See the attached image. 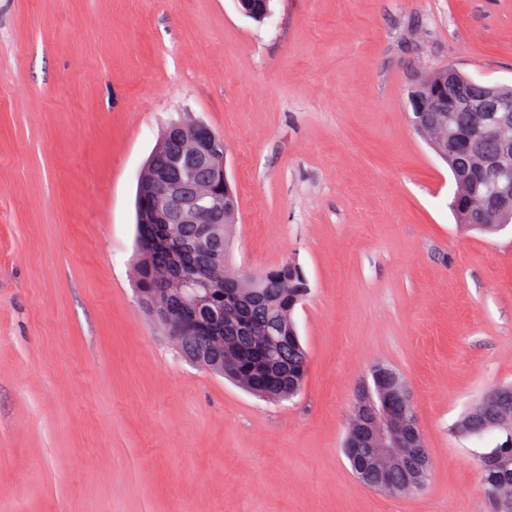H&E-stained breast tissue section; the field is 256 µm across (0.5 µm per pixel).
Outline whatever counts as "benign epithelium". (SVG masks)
Returning <instances> with one entry per match:
<instances>
[{
  "label": "benign epithelium",
  "instance_id": "benign-epithelium-1",
  "mask_svg": "<svg viewBox=\"0 0 512 512\" xmlns=\"http://www.w3.org/2000/svg\"><path fill=\"white\" fill-rule=\"evenodd\" d=\"M456 111L468 112L473 128L481 132L489 123L505 127L512 123V103L493 96L483 82L466 79V91L455 103ZM438 102L419 104L412 125L421 130L433 126L426 113L439 112ZM185 143L186 149L174 153L166 165L153 155L141 169L137 184L140 188L141 223L148 225L151 236L168 245L170 277L161 284L171 296L159 306L153 295L139 294L143 306L171 334H177L184 316L193 312L203 320L220 322L224 311L212 308L211 295L224 268V234L218 225L224 223V211L236 212V201L224 192L228 178L224 162V140L199 120L173 122L164 131L159 147ZM512 140L494 138L486 145L479 138L474 145L471 175L481 178L494 171L503 174L491 199V208L505 215L504 223L512 222ZM193 249L206 259L207 275L190 280L177 273L182 268L185 252ZM266 325L261 333L270 349L264 370L288 384L286 356ZM184 355L195 362H204L218 371L224 364L211 348L201 344L184 349ZM482 429L493 434L512 427V387L502 386L488 395L472 416L458 424L461 434L472 432L473 418ZM347 443L362 462V474L373 473L385 491L396 485L394 475H403L408 486H421L428 477L431 460L422 451L424 436L418 426L413 399L406 383L391 368L373 366L359 385L347 422Z\"/></svg>",
  "mask_w": 512,
  "mask_h": 512
}]
</instances>
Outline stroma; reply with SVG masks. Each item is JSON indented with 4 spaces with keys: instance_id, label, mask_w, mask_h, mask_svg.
<instances>
[{
    "instance_id": "obj_1",
    "label": "stroma",
    "mask_w": 512,
    "mask_h": 512,
    "mask_svg": "<svg viewBox=\"0 0 512 512\" xmlns=\"http://www.w3.org/2000/svg\"><path fill=\"white\" fill-rule=\"evenodd\" d=\"M512 86V0H0V512H492L458 421L512 383V225L462 228L409 93ZM223 136L233 260L310 294L296 397L185 359L137 298V176L173 120ZM399 370L425 489L363 485L356 389Z\"/></svg>"
}]
</instances>
